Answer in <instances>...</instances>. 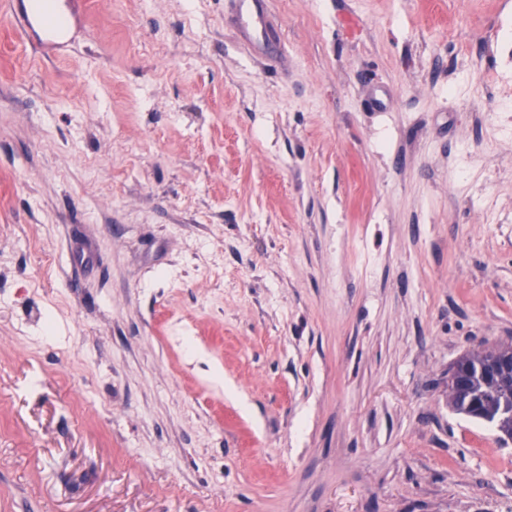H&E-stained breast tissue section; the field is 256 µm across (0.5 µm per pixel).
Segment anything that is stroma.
I'll list each match as a JSON object with an SVG mask.
<instances>
[{"label":"stroma","instance_id":"stroma-1","mask_svg":"<svg viewBox=\"0 0 512 512\" xmlns=\"http://www.w3.org/2000/svg\"><path fill=\"white\" fill-rule=\"evenodd\" d=\"M269 9L0 10V512H512V0ZM10 19L23 29L43 53L55 52L66 44L72 28H84L87 20V1L66 0L61 9L55 0H7ZM28 2H37L41 7L31 8ZM243 39L257 52L273 58L280 49L281 35L267 21L268 0H232ZM512 350V344H498L467 353L451 369L463 372L464 387L448 389V404L457 414L495 424L498 432L512 439L511 421H503L502 409H512V373L488 371L490 362ZM510 363V353L502 363Z\"/></svg>","mask_w":512,"mask_h":512}]
</instances>
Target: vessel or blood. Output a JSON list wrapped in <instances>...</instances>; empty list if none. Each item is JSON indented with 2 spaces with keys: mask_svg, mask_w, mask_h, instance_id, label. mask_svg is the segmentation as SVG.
Masks as SVG:
<instances>
[{
  "mask_svg": "<svg viewBox=\"0 0 512 512\" xmlns=\"http://www.w3.org/2000/svg\"><path fill=\"white\" fill-rule=\"evenodd\" d=\"M7 0L11 20L44 52L57 51L66 44L74 26L85 25L86 0ZM243 39L257 52L274 57L281 45V35L267 21L268 0H233Z\"/></svg>",
  "mask_w": 512,
  "mask_h": 512,
  "instance_id": "vessel-or-blood-1",
  "label": "vessel or blood"
}]
</instances>
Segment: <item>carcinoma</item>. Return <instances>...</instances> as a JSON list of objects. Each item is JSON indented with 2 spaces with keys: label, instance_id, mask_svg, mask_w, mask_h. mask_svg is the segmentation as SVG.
I'll list each match as a JSON object with an SVG mask.
<instances>
[{
  "label": "carcinoma",
  "instance_id": "carcinoma-1",
  "mask_svg": "<svg viewBox=\"0 0 512 512\" xmlns=\"http://www.w3.org/2000/svg\"><path fill=\"white\" fill-rule=\"evenodd\" d=\"M511 350L512 344H498L464 355L452 368L463 373L464 387L448 390V404L455 413L493 423L508 439H512V423L503 420L502 409H512V374L497 375L488 367Z\"/></svg>",
  "mask_w": 512,
  "mask_h": 512
}]
</instances>
